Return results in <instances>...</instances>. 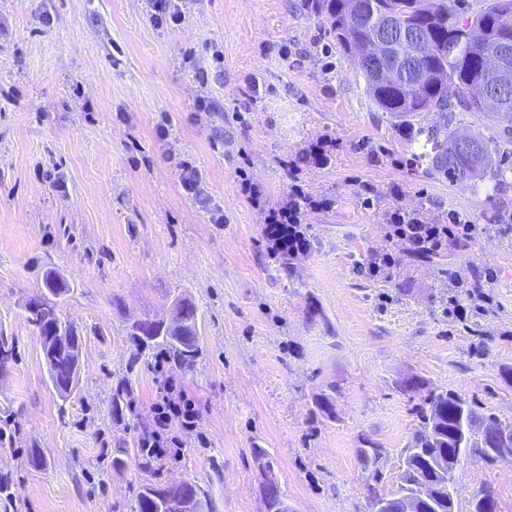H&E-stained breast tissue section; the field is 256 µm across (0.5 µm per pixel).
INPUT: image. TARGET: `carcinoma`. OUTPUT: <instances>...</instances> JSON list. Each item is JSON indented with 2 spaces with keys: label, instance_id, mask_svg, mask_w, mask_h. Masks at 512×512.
I'll return each mask as SVG.
<instances>
[{
  "label": "carcinoma",
  "instance_id": "obj_1",
  "mask_svg": "<svg viewBox=\"0 0 512 512\" xmlns=\"http://www.w3.org/2000/svg\"><path fill=\"white\" fill-rule=\"evenodd\" d=\"M307 8L327 18L330 34L349 56L385 35L393 39L381 63L360 62L365 91L374 105L396 123L413 148V155L428 160L429 169L450 182L480 181L494 192L509 185L512 173V126L469 134V146L459 147L452 130L469 114L490 116L481 91L496 98L494 112L512 118V85L494 87L487 69L490 61L512 74V0H480V8L464 20L458 18L454 0H304ZM432 112L436 119L425 122ZM72 290L52 266L45 268L40 303L23 304L26 320L39 337L49 381L62 401L79 389L81 330L61 314V303ZM173 317L157 320L147 309L127 313L122 299L112 296V307L133 347L131 364L150 355L164 354L171 369L191 371L202 355L198 308L180 291L173 296ZM14 360V343L0 334V372ZM131 380L123 376L112 388V411L131 408ZM416 428L401 454L392 500L414 499L416 512H456L448 486L462 461L497 460L495 448H512V421L493 413L480 414L468 400L452 390L429 388L415 407ZM385 449H358L365 481L374 489L383 477ZM150 475L160 464L135 441L129 448L112 450V469L128 461ZM266 512H285L287 501L279 489L274 463L261 470ZM210 501L207 490L196 483L174 484L149 480L138 487L132 512H193L188 500ZM470 512H497L490 489L482 491Z\"/></svg>",
  "mask_w": 512,
  "mask_h": 512
}]
</instances>
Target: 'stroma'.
<instances>
[{
	"label": "stroma",
	"mask_w": 512,
	"mask_h": 512,
	"mask_svg": "<svg viewBox=\"0 0 512 512\" xmlns=\"http://www.w3.org/2000/svg\"><path fill=\"white\" fill-rule=\"evenodd\" d=\"M181 7L170 27L145 0H0V331L16 352L0 375V427L14 438L0 444V476L15 493L0 512H130L145 475L113 470L112 451L141 434L156 384L152 359L130 365L110 299L165 318L179 290L203 318L202 362L178 375L200 421L161 481L202 485L215 512H264L262 448L294 512H369L357 453L385 448L377 491H391L421 398L408 381L512 419V186L491 194L416 162L304 0ZM322 138L335 146L319 168L305 151ZM185 163L207 203L182 189ZM241 166L269 201L296 182L333 198L305 217L306 255L268 257ZM397 207L434 222L459 211L479 235L417 257L385 238ZM388 246L397 267L371 276ZM47 264L72 285L63 310L84 333L67 403L22 309ZM452 272L459 298H493L472 322L448 313ZM125 373L133 408L117 416ZM31 448L41 468L27 465ZM488 486L497 512H512V456L461 467L457 512ZM133 403V388L131 380L123 376L116 380L115 387L112 388L111 407L112 412H123V409H130Z\"/></svg>",
	"instance_id": "stroma-1"
}]
</instances>
